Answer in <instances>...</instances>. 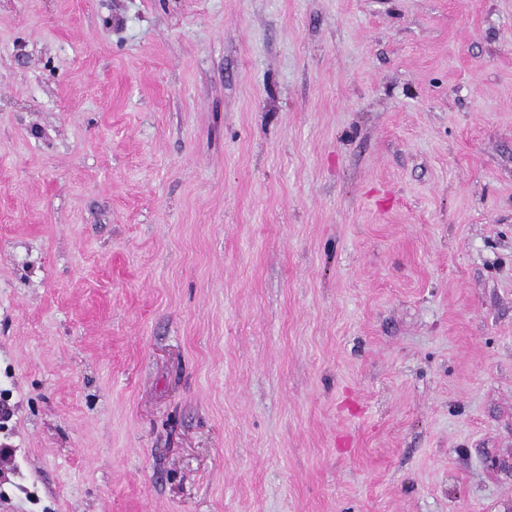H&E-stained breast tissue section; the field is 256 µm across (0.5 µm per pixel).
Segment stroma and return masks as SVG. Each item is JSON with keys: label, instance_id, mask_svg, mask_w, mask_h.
Wrapping results in <instances>:
<instances>
[{"label": "stroma", "instance_id": "stroma-1", "mask_svg": "<svg viewBox=\"0 0 512 512\" xmlns=\"http://www.w3.org/2000/svg\"><path fill=\"white\" fill-rule=\"evenodd\" d=\"M0 512H512V0H0Z\"/></svg>", "mask_w": 512, "mask_h": 512}]
</instances>
